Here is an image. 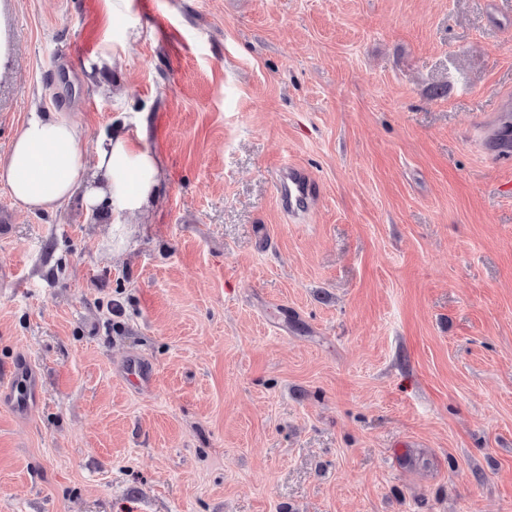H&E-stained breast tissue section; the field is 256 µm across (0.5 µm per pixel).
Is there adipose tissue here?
I'll list each match as a JSON object with an SVG mask.
<instances>
[{
	"label": "adipose tissue",
	"mask_w": 512,
	"mask_h": 512,
	"mask_svg": "<svg viewBox=\"0 0 512 512\" xmlns=\"http://www.w3.org/2000/svg\"><path fill=\"white\" fill-rule=\"evenodd\" d=\"M77 122L43 112H31L15 136L0 183L15 202L28 209L50 210L84 191L89 207H105L115 227L126 216L148 207L165 177L163 160L123 135L100 137L95 165L87 167L80 148Z\"/></svg>",
	"instance_id": "obj_1"
}]
</instances>
